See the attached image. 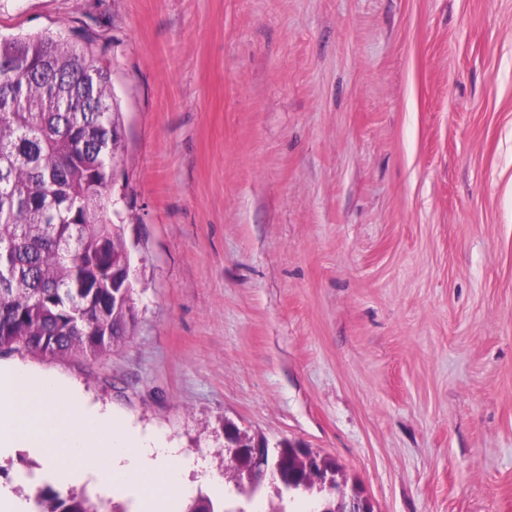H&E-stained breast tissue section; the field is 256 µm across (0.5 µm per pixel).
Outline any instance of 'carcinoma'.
<instances>
[{
    "mask_svg": "<svg viewBox=\"0 0 512 512\" xmlns=\"http://www.w3.org/2000/svg\"><path fill=\"white\" fill-rule=\"evenodd\" d=\"M28 81L26 98L0 109V352L45 357L112 355L133 333V298L112 278L131 262L124 227L112 221V162L120 159L121 112L110 70L87 44L63 36L0 38V86ZM70 98L80 108L64 111ZM296 489L267 512H291L306 463L278 445ZM33 512H99L85 493L39 489ZM353 510L351 496L321 493L315 512ZM183 512L227 509L198 493Z\"/></svg>",
    "mask_w": 512,
    "mask_h": 512,
    "instance_id": "obj_1",
    "label": "carcinoma"
}]
</instances>
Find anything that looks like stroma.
I'll return each mask as SVG.
<instances>
[{
	"mask_svg": "<svg viewBox=\"0 0 512 512\" xmlns=\"http://www.w3.org/2000/svg\"><path fill=\"white\" fill-rule=\"evenodd\" d=\"M111 71L133 335L55 377L223 481L225 424L336 458L375 512H512V0H0ZM102 497L0 449V491Z\"/></svg>",
	"mask_w": 512,
	"mask_h": 512,
	"instance_id": "stroma-1",
	"label": "stroma"
}]
</instances>
